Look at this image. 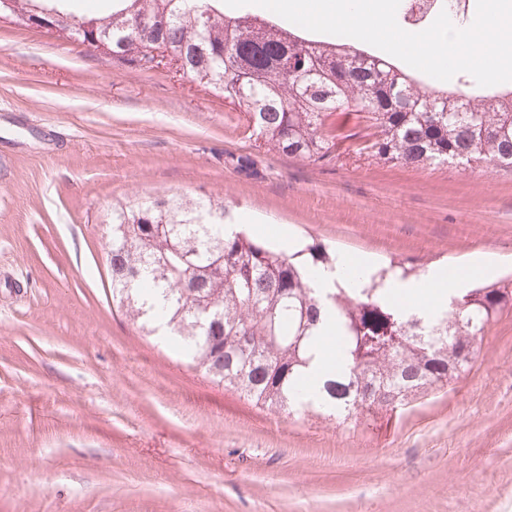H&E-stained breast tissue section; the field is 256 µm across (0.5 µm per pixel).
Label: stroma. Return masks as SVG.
I'll use <instances>...</instances> for the list:
<instances>
[{
    "mask_svg": "<svg viewBox=\"0 0 512 512\" xmlns=\"http://www.w3.org/2000/svg\"><path fill=\"white\" fill-rule=\"evenodd\" d=\"M182 193L262 241L512 273L510 172L274 154L170 68L0 19V512H512V313L447 392L374 427L260 409L112 300L113 202Z\"/></svg>",
    "mask_w": 512,
    "mask_h": 512,
    "instance_id": "35a3bbf8",
    "label": "stroma"
}]
</instances>
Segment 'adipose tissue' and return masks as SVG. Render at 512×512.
<instances>
[{
    "label": "adipose tissue",
    "mask_w": 512,
    "mask_h": 512,
    "mask_svg": "<svg viewBox=\"0 0 512 512\" xmlns=\"http://www.w3.org/2000/svg\"><path fill=\"white\" fill-rule=\"evenodd\" d=\"M475 268H467L465 274H449L447 269H432L413 281L391 280L386 285L385 296L400 302L406 313H419L428 317L443 311L448 299L457 295L467 277L475 275Z\"/></svg>",
    "instance_id": "ef3b65f1"
}]
</instances>
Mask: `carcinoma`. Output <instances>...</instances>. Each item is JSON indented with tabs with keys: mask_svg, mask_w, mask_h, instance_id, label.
I'll list each match as a JSON object with an SVG mask.
<instances>
[{
	"mask_svg": "<svg viewBox=\"0 0 512 512\" xmlns=\"http://www.w3.org/2000/svg\"><path fill=\"white\" fill-rule=\"evenodd\" d=\"M97 17L73 0H19L58 10L112 39L113 62L142 69L161 49L186 74L244 114L250 137L322 167L347 153L407 168L461 163L512 172L508 95L429 90L394 61L342 39L303 37L270 17L224 15L223 0H110ZM224 201L156 195L112 206V300L147 334L156 323L182 340L194 367L255 406L293 416L323 410L338 424L371 426L435 396L470 371L460 349L512 311V279L466 288L425 320L382 299L385 280L414 266L389 261L363 288L311 285L336 253L315 241L289 255L245 231L222 235ZM211 307L206 325L200 310ZM336 313L343 361L308 388L322 309Z\"/></svg>",
	"mask_w": 512,
	"mask_h": 512,
	"instance_id": "1",
	"label": "carcinoma"
}]
</instances>
